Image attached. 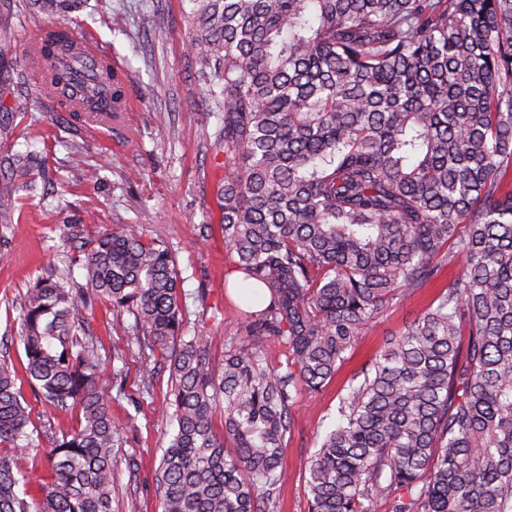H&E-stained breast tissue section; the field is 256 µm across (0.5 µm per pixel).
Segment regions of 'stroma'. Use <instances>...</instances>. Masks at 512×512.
Returning <instances> with one entry per match:
<instances>
[{"instance_id": "1", "label": "stroma", "mask_w": 512, "mask_h": 512, "mask_svg": "<svg viewBox=\"0 0 512 512\" xmlns=\"http://www.w3.org/2000/svg\"><path fill=\"white\" fill-rule=\"evenodd\" d=\"M191 0H85L71 15L37 12L29 0L0 7V120L12 124L0 138V154L30 151L51 184L37 195L19 194L17 221L0 229V360L21 366L20 306L30 285L47 269H72L86 284L84 255L66 246L67 223L82 221L84 237L123 224L139 225L146 239L164 241L177 261L182 310L189 330L206 345L214 363L231 337L243 335V304L228 297L224 279L234 263L224 245L218 198L224 184L222 113L203 111L204 94L187 48ZM64 24L92 30L120 64L124 95L133 110L124 127L86 124L45 98L33 67L20 64L42 26ZM96 172L87 181L88 172ZM208 234H201L202 225ZM414 292L385 311L359 337L351 358L320 393H300L292 408L293 430L284 450L285 477L279 512H307L305 469L326 425L337 416L339 398L360 367L401 331L436 295ZM87 323L101 340L105 371L125 368L121 387L106 402L123 438L114 448L112 512H162L156 492L161 458L173 428L161 414L172 386L161 354L142 358L132 315L98 301ZM122 360H113V352ZM157 372L150 392L139 383L142 365ZM21 391L30 410L28 432L37 453L16 458L30 476H48L44 448L76 427L78 411L64 413Z\"/></svg>"}]
</instances>
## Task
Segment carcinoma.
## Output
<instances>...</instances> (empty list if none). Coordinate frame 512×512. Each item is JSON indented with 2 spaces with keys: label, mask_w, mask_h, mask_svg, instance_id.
<instances>
[{
  "label": "carcinoma",
  "mask_w": 512,
  "mask_h": 512,
  "mask_svg": "<svg viewBox=\"0 0 512 512\" xmlns=\"http://www.w3.org/2000/svg\"><path fill=\"white\" fill-rule=\"evenodd\" d=\"M192 2L201 107L224 113L219 206L245 336L219 367L184 339L172 252L132 224L91 241L87 287L36 279L22 307L27 382L79 421L48 449L47 482L0 456V512H112L118 374L86 335L92 300L131 313L170 361L163 512H275L298 391L319 393L367 325L445 272L346 387L306 466L308 512H372L379 499L388 512H512V0ZM81 39L47 29L25 55L63 109L74 92L54 48L78 54ZM36 160L7 154L0 178L31 194ZM15 211L0 193V225ZM17 381L0 364V444L22 454L33 438Z\"/></svg>",
  "instance_id": "cac0c4a2"
}]
</instances>
